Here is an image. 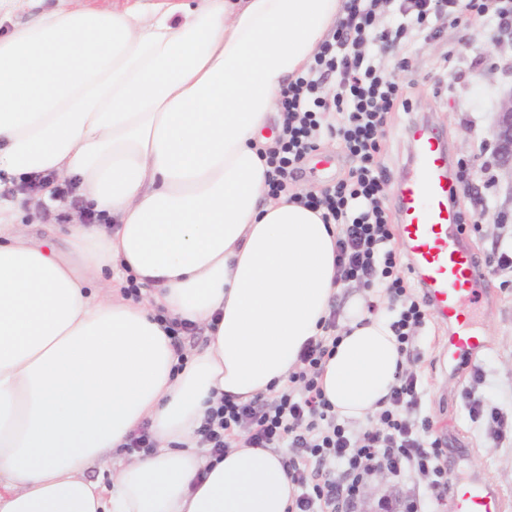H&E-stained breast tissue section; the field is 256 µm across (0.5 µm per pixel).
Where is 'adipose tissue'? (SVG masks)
<instances>
[{
    "mask_svg": "<svg viewBox=\"0 0 512 512\" xmlns=\"http://www.w3.org/2000/svg\"><path fill=\"white\" fill-rule=\"evenodd\" d=\"M343 0H126L0 37V189L74 180L100 224L41 240L0 206V512H287L280 453H195L207 408L281 387L338 291L335 225L270 196L263 133ZM140 300L125 298L128 283ZM205 326L178 359L164 319ZM320 385L363 420L405 368L351 300ZM149 423L156 450L89 466Z\"/></svg>",
    "mask_w": 512,
    "mask_h": 512,
    "instance_id": "obj_1",
    "label": "adipose tissue"
}]
</instances>
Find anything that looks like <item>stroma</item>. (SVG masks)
Instances as JSON below:
<instances>
[{
  "label": "stroma",
  "mask_w": 512,
  "mask_h": 512,
  "mask_svg": "<svg viewBox=\"0 0 512 512\" xmlns=\"http://www.w3.org/2000/svg\"><path fill=\"white\" fill-rule=\"evenodd\" d=\"M454 54L452 68L442 66L445 54ZM409 68V111L389 113L380 141L379 160L385 167L384 205L396 212V185L407 172L412 150L409 130L416 125L433 129L448 151L449 173H462L455 186L454 206L467 229L464 237L479 257L512 249V178L497 166L492 150H479L490 141L501 100L512 89V35L482 21L449 26L432 38L404 47ZM357 165L342 142L322 135L316 151L303 162L290 185L319 191L349 180ZM477 327L488 336V347L471 366L446 369L440 339L447 324L428 312L426 323L412 337L409 372L418 376L422 415L432 422L431 433L445 443L452 481L481 479L496 487L504 512H512V446L502 447L486 435L484 426L470 421L460 393L473 385L476 395L503 408H512V268L497 267L487 275ZM482 379L472 384L471 368ZM392 512H403L407 501H418L419 512H453L451 494L435 496L413 479L373 475L358 507L377 512L380 501Z\"/></svg>",
  "instance_id": "35a3bbf8"
}]
</instances>
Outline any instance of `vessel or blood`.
I'll use <instances>...</instances> for the list:
<instances>
[{"label": "vessel or blood", "mask_w": 512, "mask_h": 512, "mask_svg": "<svg viewBox=\"0 0 512 512\" xmlns=\"http://www.w3.org/2000/svg\"><path fill=\"white\" fill-rule=\"evenodd\" d=\"M410 171L396 189L398 233L408 252L415 280L429 305L448 323V359H473L488 346L484 336L464 334L480 297L486 273L462 238L460 216L450 200L454 185L448 154L435 133L416 126ZM454 512H502V497L488 483L475 480L455 486Z\"/></svg>", "instance_id": "b4317fda"}]
</instances>
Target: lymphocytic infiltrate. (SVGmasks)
I'll use <instances>...</instances> for the list:
<instances>
[{
    "label": "lymphocytic infiltrate",
    "mask_w": 512,
    "mask_h": 512,
    "mask_svg": "<svg viewBox=\"0 0 512 512\" xmlns=\"http://www.w3.org/2000/svg\"><path fill=\"white\" fill-rule=\"evenodd\" d=\"M457 0H400L402 17L395 28L383 27L382 0H346L345 15L315 55L309 72L283 88L280 106L283 134L267 151L270 193L284 191L304 159L315 151L321 132L338 136L359 165L349 181L301 202L322 209L324 222L337 224V278L384 293L400 310L391 323L401 353L426 317V301L408 293L400 256L392 241L390 217L382 206L386 172L378 162L379 139L386 114L398 103L407 71L382 62L407 34L434 31ZM340 337L335 317L323 324L322 336L308 340L281 390L241 403L220 399L197 429V445L218 457L229 448H284L283 464L297 494L288 512H353L369 476L385 471L393 477L423 482L430 492L447 490L450 477L440 439L431 438L422 416L418 378L402 373L373 423L353 432L340 421L320 385L325 361ZM470 420L489 425L496 444L512 441V419L502 408L464 390Z\"/></svg>",
    "instance_id": "lymphocytic-infiltrate-1"
}]
</instances>
